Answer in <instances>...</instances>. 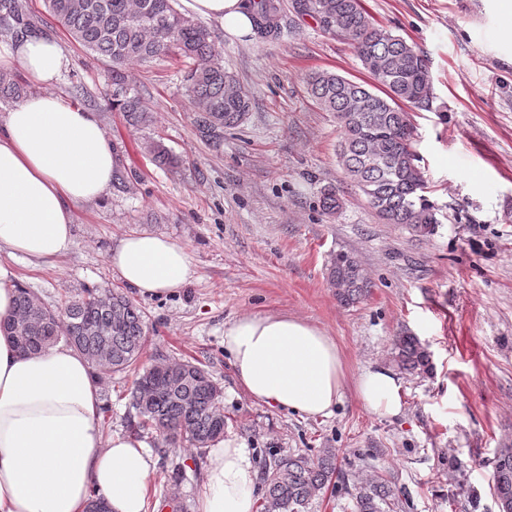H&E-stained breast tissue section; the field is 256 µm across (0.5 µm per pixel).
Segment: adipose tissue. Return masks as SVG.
<instances>
[{
  "label": "adipose tissue",
  "instance_id": "ef3b65f1",
  "mask_svg": "<svg viewBox=\"0 0 512 512\" xmlns=\"http://www.w3.org/2000/svg\"><path fill=\"white\" fill-rule=\"evenodd\" d=\"M192 15L232 36L248 34L247 0H181ZM69 61L40 34L0 40V70H21L35 85L0 116V251L31 266L57 262L74 245L77 205L112 186L116 157L95 113L55 90ZM108 263L143 297L178 293L195 275L188 248L162 235L119 240ZM238 384L255 402L308 417H328L343 395L341 352L328 333L301 318L245 315L224 328ZM362 402L393 417L402 384L388 368L363 371ZM99 389L85 356L57 343L23 355L0 333V512H86L91 493L108 512H146L155 461L132 433L105 435ZM255 471L244 443L231 435L209 450L200 512H253Z\"/></svg>",
  "mask_w": 512,
  "mask_h": 512
}]
</instances>
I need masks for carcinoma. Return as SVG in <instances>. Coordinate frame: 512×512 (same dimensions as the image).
I'll list each match as a JSON object with an SVG mask.
<instances>
[{"label":"carcinoma","instance_id":"cac0c4a2","mask_svg":"<svg viewBox=\"0 0 512 512\" xmlns=\"http://www.w3.org/2000/svg\"><path fill=\"white\" fill-rule=\"evenodd\" d=\"M254 25L259 33L278 30L274 0H257ZM56 26L85 50L112 65V90L105 99L132 127L153 123V108L128 82L131 62L147 64L166 54L187 63L184 76L199 130L220 137L238 126L250 111L251 99L224 60L212 32L182 13L177 0H45ZM322 30L347 41L372 84L366 86L339 74L318 71L306 80L308 93L324 111L336 114L341 129L338 158L346 175L365 195L381 223L400 224L416 237L433 234L438 207L425 194L426 180L416 164L412 127L402 105L427 109L432 103L426 56L401 36L376 25L361 0H295ZM41 31L40 19L27 0H0V34L19 37ZM26 88L9 72H0V99L16 100ZM147 149L161 166L176 159L159 142ZM323 210L341 207L336 189L327 188ZM330 282L337 298L354 304L368 292L361 263L336 254ZM147 322L139 303L112 288H87L61 309H52L29 289L17 287L15 311L0 320V332L20 352L37 354L60 341L86 356L97 381L133 372L129 405L137 421L134 434H151L158 447H189L203 454L223 438L226 421L222 390L199 361L157 359L139 368L147 341ZM395 360L409 372L429 368V354L413 336H399ZM336 451L325 448L313 459L290 456L264 467L259 512H308L314 501L335 486ZM494 494L499 512H512V448L500 449L495 461ZM354 512H385L395 503V488L384 480H366L355 487Z\"/></svg>","mask_w":512,"mask_h":512}]
</instances>
